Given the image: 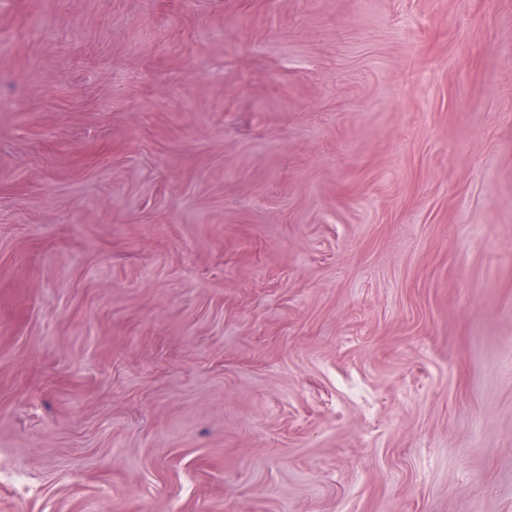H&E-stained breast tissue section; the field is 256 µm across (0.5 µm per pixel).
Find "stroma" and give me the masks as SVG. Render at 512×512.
I'll return each instance as SVG.
<instances>
[{
    "label": "stroma",
    "instance_id": "obj_1",
    "mask_svg": "<svg viewBox=\"0 0 512 512\" xmlns=\"http://www.w3.org/2000/svg\"><path fill=\"white\" fill-rule=\"evenodd\" d=\"M0 512H512V0H0Z\"/></svg>",
    "mask_w": 512,
    "mask_h": 512
}]
</instances>
